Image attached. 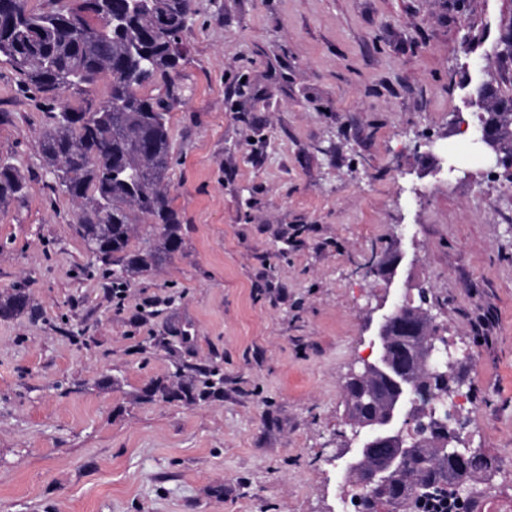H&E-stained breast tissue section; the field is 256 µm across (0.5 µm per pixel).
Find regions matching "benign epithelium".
<instances>
[{
    "label": "benign epithelium",
    "instance_id": "obj_1",
    "mask_svg": "<svg viewBox=\"0 0 512 512\" xmlns=\"http://www.w3.org/2000/svg\"><path fill=\"white\" fill-rule=\"evenodd\" d=\"M478 142L487 150L492 162L491 173L497 177V169L502 168L512 179V154L505 150L499 136L484 125ZM402 259L401 253L394 252L373 263L369 273L392 279ZM376 310L379 311L377 320L368 323L377 341L376 355L373 360L364 363L361 371L352 374L344 385V392L350 394L351 389L358 388L377 369L396 385L397 397L381 419H349L353 438L337 454V458L344 460L347 471L364 473L363 485L370 489L387 487L404 468L408 449L405 428L417 418L412 408L418 406L420 401L419 391L410 381L411 371L435 370L442 358L451 356L445 340L426 332L427 325L432 321L429 311L422 307L390 305L386 297L378 303ZM405 334H413L417 340L414 349L406 352L405 361L402 362L391 358L390 344L396 337ZM381 444L391 445L392 454L368 464L369 458L374 456V448Z\"/></svg>",
    "mask_w": 512,
    "mask_h": 512
}]
</instances>
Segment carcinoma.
I'll use <instances>...</instances> for the list:
<instances>
[{
	"instance_id": "1",
	"label": "carcinoma",
	"mask_w": 512,
	"mask_h": 512,
	"mask_svg": "<svg viewBox=\"0 0 512 512\" xmlns=\"http://www.w3.org/2000/svg\"><path fill=\"white\" fill-rule=\"evenodd\" d=\"M191 0H57L48 12L28 8V0H0V61L52 107L42 150L56 186L81 202L78 231L85 242L106 233L99 260L123 283L174 257L182 248L181 220L169 198L172 142L164 101L140 89L178 71L184 58L182 35L188 29ZM109 81V95L97 101L92 87ZM82 98L70 108L62 94ZM509 112H491L504 143L512 142ZM24 176L0 161V207L23 197ZM146 217L150 234L131 248L134 225ZM21 290L0 294V317L23 313ZM422 393L449 389L447 372L419 371ZM373 401L357 393L348 400L349 414L377 413L388 386L378 382ZM444 417L416 430L404 473L376 495L362 494L361 512H392L408 501L440 497L456 510L454 483L468 482L474 472L491 466V458L473 455L465 465L444 455L455 433Z\"/></svg>"
}]
</instances>
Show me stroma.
<instances>
[{
	"label": "stroma",
	"instance_id": "obj_1",
	"mask_svg": "<svg viewBox=\"0 0 512 512\" xmlns=\"http://www.w3.org/2000/svg\"><path fill=\"white\" fill-rule=\"evenodd\" d=\"M512 0H192L172 76L182 249L115 288L54 187L38 93L0 63V512H344V384L383 297L417 302L512 485ZM485 86L483 106L470 101ZM403 252L394 281L366 276ZM217 370L219 392H183ZM170 399L147 397L153 384ZM477 141L485 146L487 156L493 163L490 168L491 173L497 177L499 173L496 169L504 168L505 172H508L509 179H512V154L505 150L499 136L493 133L487 125H483ZM26 189L24 176L8 161H0V207L8 206L23 197ZM27 295L21 290L5 291L0 294V317L23 313L28 308Z\"/></svg>",
	"mask_w": 512,
	"mask_h": 512
}]
</instances>
